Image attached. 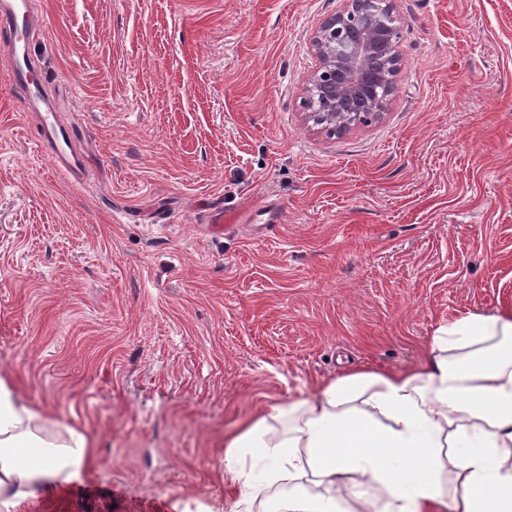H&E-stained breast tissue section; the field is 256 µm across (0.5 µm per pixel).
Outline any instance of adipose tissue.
<instances>
[{
	"instance_id": "obj_1",
	"label": "adipose tissue",
	"mask_w": 512,
	"mask_h": 512,
	"mask_svg": "<svg viewBox=\"0 0 512 512\" xmlns=\"http://www.w3.org/2000/svg\"><path fill=\"white\" fill-rule=\"evenodd\" d=\"M224 441L236 512H512V312L439 326L421 370H351ZM87 435L0 378V512L90 473Z\"/></svg>"
}]
</instances>
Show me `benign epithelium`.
<instances>
[{
	"label": "benign epithelium",
	"mask_w": 512,
	"mask_h": 512,
	"mask_svg": "<svg viewBox=\"0 0 512 512\" xmlns=\"http://www.w3.org/2000/svg\"><path fill=\"white\" fill-rule=\"evenodd\" d=\"M395 0H340L312 31L317 67L305 86L307 119L345 134L384 118L402 68Z\"/></svg>",
	"instance_id": "obj_1"
}]
</instances>
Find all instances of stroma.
<instances>
[{"mask_svg": "<svg viewBox=\"0 0 512 512\" xmlns=\"http://www.w3.org/2000/svg\"><path fill=\"white\" fill-rule=\"evenodd\" d=\"M35 2L90 173L0 52V377L96 465L18 512H235L226 435L512 308V0H396L389 110L342 135L303 104L338 0Z\"/></svg>", "mask_w": 512, "mask_h": 512, "instance_id": "stroma-1", "label": "stroma"}]
</instances>
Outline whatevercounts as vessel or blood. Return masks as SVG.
<instances>
[{"label":"vessel or blood","instance_id":"obj_1","mask_svg":"<svg viewBox=\"0 0 512 512\" xmlns=\"http://www.w3.org/2000/svg\"><path fill=\"white\" fill-rule=\"evenodd\" d=\"M0 30L9 35L5 46L11 60V80L21 91L24 111L40 110L42 123L38 142L50 151L55 169L80 182L87 173L83 152L73 146L71 128L59 120L48 93L49 78L36 65V44L43 25L33 10L31 0H0Z\"/></svg>","mask_w":512,"mask_h":512}]
</instances>
